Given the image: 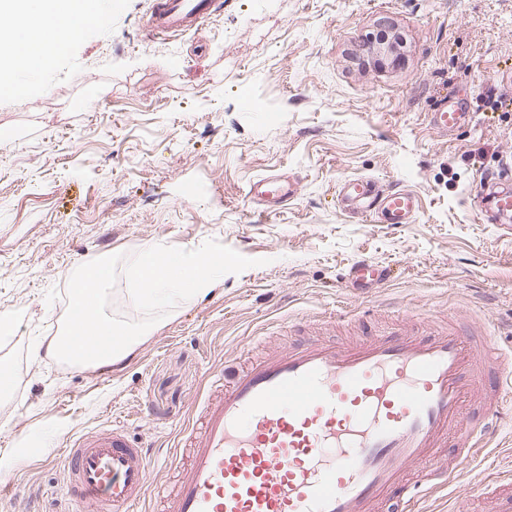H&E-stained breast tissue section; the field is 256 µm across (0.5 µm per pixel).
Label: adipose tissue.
<instances>
[{"label":"adipose tissue","mask_w":512,"mask_h":512,"mask_svg":"<svg viewBox=\"0 0 512 512\" xmlns=\"http://www.w3.org/2000/svg\"><path fill=\"white\" fill-rule=\"evenodd\" d=\"M91 10L89 0H0V16L11 20L8 29L0 30V46L7 48L0 55V74L11 70L16 60L35 56L46 63L56 53L52 39L31 37L33 23L47 19L61 26L90 15Z\"/></svg>","instance_id":"adipose-tissue-1"}]
</instances>
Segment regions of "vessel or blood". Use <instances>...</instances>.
<instances>
[{
	"label": "vessel or blood",
	"instance_id": "vessel-or-blood-1",
	"mask_svg": "<svg viewBox=\"0 0 512 512\" xmlns=\"http://www.w3.org/2000/svg\"><path fill=\"white\" fill-rule=\"evenodd\" d=\"M222 0H153L150 39L199 29ZM466 120L458 104L430 116L441 132ZM287 174L254 179L248 195L261 211L287 203ZM495 215L512 211V192L486 180ZM337 200L349 217L409 224L413 192L347 179ZM392 270L364 259L342 276L356 290L387 282ZM512 392V352L462 323L415 330L400 324L348 344L313 341L252 363L201 413L190 462L168 512H377L396 499L418 512L423 491L447 487L473 461ZM449 449L447 464L439 449ZM75 503L91 512H128L149 487V460L124 430L78 437L65 460ZM493 512H512V479L489 481Z\"/></svg>",
	"mask_w": 512,
	"mask_h": 512
}]
</instances>
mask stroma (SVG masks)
I'll return each instance as SVG.
<instances>
[{
	"mask_svg": "<svg viewBox=\"0 0 512 512\" xmlns=\"http://www.w3.org/2000/svg\"><path fill=\"white\" fill-rule=\"evenodd\" d=\"M152 0H112L21 97L0 93V512H55L65 450L119 426L173 483L176 453L208 381L307 338L340 343L393 314L462 315L512 346V222L482 220L479 186L512 159V0H224L200 30L144 31ZM397 38L366 53L370 33ZM455 95L470 120L441 134L429 114ZM294 197L262 213L261 175ZM372 178L414 192V223L357 224L338 184ZM215 239L257 264L173 309L112 369L46 356L74 271L103 255ZM394 269L385 287L340 286L355 259ZM512 470V408L490 452L426 512L455 499L488 512L486 478Z\"/></svg>",
	"mask_w": 512,
	"mask_h": 512,
	"instance_id": "1",
	"label": "stroma"
}]
</instances>
